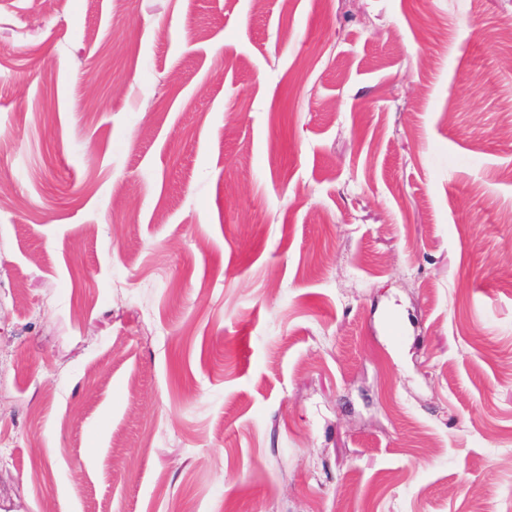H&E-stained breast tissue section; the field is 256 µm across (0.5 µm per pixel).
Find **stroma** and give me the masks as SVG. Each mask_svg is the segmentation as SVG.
I'll return each instance as SVG.
<instances>
[{
  "mask_svg": "<svg viewBox=\"0 0 512 512\" xmlns=\"http://www.w3.org/2000/svg\"><path fill=\"white\" fill-rule=\"evenodd\" d=\"M511 20L0 0V512H512Z\"/></svg>",
  "mask_w": 512,
  "mask_h": 512,
  "instance_id": "35a3bbf8",
  "label": "stroma"
}]
</instances>
